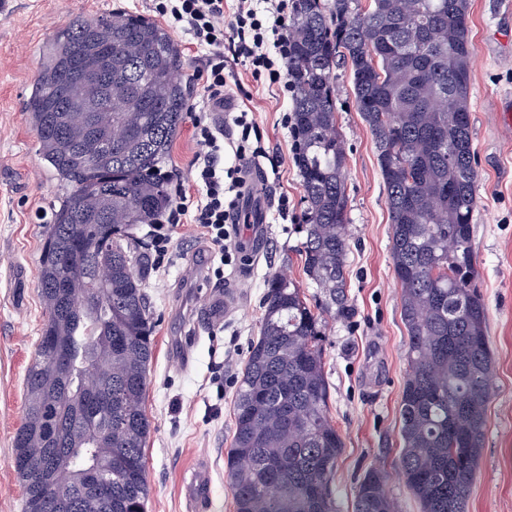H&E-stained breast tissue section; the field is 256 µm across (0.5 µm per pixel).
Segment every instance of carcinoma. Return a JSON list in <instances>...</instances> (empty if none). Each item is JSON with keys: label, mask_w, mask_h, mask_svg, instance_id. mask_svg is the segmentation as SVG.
Returning a JSON list of instances; mask_svg holds the SVG:
<instances>
[{"label": "carcinoma", "mask_w": 512, "mask_h": 512, "mask_svg": "<svg viewBox=\"0 0 512 512\" xmlns=\"http://www.w3.org/2000/svg\"><path fill=\"white\" fill-rule=\"evenodd\" d=\"M288 78L307 203L301 257L323 290L311 305L285 277L267 283L260 336L242 369L226 469L235 512H335L330 483L344 441L327 414L320 313L348 312L345 143L336 62L349 64L375 141L408 337L399 471L422 512H466L480 465L492 375L475 278L477 171L468 96L475 47L469 0H293ZM181 50L127 11L78 15L50 38L24 103L58 196L39 257L41 335L68 337L71 368L48 373L39 341L13 464L36 512H145L144 409L152 359L144 272L132 230L169 206V162L188 112ZM104 140L83 149L91 128ZM88 242L84 252L74 250ZM112 265V280L100 278ZM32 466L23 471L20 458ZM89 465L112 480L84 491ZM355 512H394L369 470Z\"/></svg>", "instance_id": "1"}]
</instances>
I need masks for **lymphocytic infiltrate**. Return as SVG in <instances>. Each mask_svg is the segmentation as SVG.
<instances>
[{
  "instance_id": "lymphocytic-infiltrate-1",
  "label": "lymphocytic infiltrate",
  "mask_w": 512,
  "mask_h": 512,
  "mask_svg": "<svg viewBox=\"0 0 512 512\" xmlns=\"http://www.w3.org/2000/svg\"><path fill=\"white\" fill-rule=\"evenodd\" d=\"M152 9L170 29L190 35L201 51L203 65L195 78L203 96L193 113L197 151L190 180L176 182L170 190L168 208L148 231L150 248L155 256H163L172 228L196 225L220 256L221 266L214 271L219 277L234 261L229 239L241 222L249 191L246 169L258 164L267 151L247 110L232 115L238 134L230 139L211 115L234 100L229 78L235 65L245 67L254 81L277 87L281 97L294 94L286 70L289 0H152ZM228 150L236 159L230 167L221 163Z\"/></svg>"
}]
</instances>
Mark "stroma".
<instances>
[{
    "instance_id": "35a3bbf8",
    "label": "stroma",
    "mask_w": 512,
    "mask_h": 512,
    "mask_svg": "<svg viewBox=\"0 0 512 512\" xmlns=\"http://www.w3.org/2000/svg\"><path fill=\"white\" fill-rule=\"evenodd\" d=\"M475 46L469 95L478 172L473 216L474 285L487 307L493 376L486 438L467 512H512V127L500 110L512 97V0H469ZM121 8L152 17L150 0H0V512H24L25 492L12 459L23 423L25 377L43 322L38 258L56 182L38 151L23 103L40 68L43 49L57 28L82 14ZM234 73L252 93L249 107L277 172L267 175V232L250 249L248 231L233 236L236 263L219 267L200 228L179 225L162 265L147 250V225L133 232L132 252L145 270L143 286L154 323L153 358L145 411L150 496L146 512H188L185 479L200 458L213 466L210 503L203 512H235L225 451L233 435L241 369L260 334L268 279L283 275L320 299L300 256L302 233L277 212L287 193L303 215L302 178L293 133L280 123L283 101L273 87L256 85L242 66ZM339 131L346 148L344 182L350 223L345 293L349 315L325 316L323 342L329 383L328 414L344 448L331 484L336 512H354L356 489L371 468L384 470L395 512H421L396 468L400 448L399 402L407 373V331L391 257L386 192L375 144L356 109L349 70H335ZM237 300L222 322L205 318L211 295Z\"/></svg>"
}]
</instances>
